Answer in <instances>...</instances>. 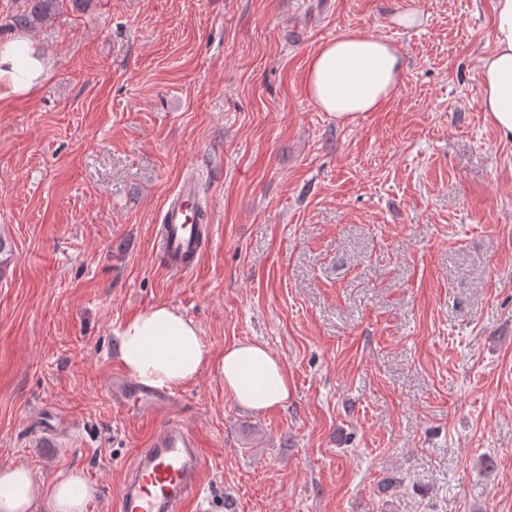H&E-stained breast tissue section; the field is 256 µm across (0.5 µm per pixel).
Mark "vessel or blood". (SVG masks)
Returning <instances> with one entry per match:
<instances>
[{
  "label": "vessel or blood",
  "instance_id": "obj_1",
  "mask_svg": "<svg viewBox=\"0 0 512 512\" xmlns=\"http://www.w3.org/2000/svg\"><path fill=\"white\" fill-rule=\"evenodd\" d=\"M198 196L194 180L185 179L168 203L161 246L166 269L175 275L191 272L201 251L190 203ZM110 394L132 408L164 415L165 421L144 447L136 449L126 467L117 512H199L205 463L198 437L184 420L168 416L172 398L143 390L133 380L117 377Z\"/></svg>",
  "mask_w": 512,
  "mask_h": 512
}]
</instances>
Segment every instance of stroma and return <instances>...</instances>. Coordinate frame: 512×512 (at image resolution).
<instances>
[{
	"label": "stroma",
	"instance_id": "1",
	"mask_svg": "<svg viewBox=\"0 0 512 512\" xmlns=\"http://www.w3.org/2000/svg\"><path fill=\"white\" fill-rule=\"evenodd\" d=\"M423 17L404 30V8ZM403 55L341 124L305 91L344 32ZM492 0H87L24 36L45 72L0 98V466L80 473L115 512L158 429L110 398L114 331L156 304L210 360L176 389L206 512H512V142L481 107ZM194 176L196 269L158 247ZM258 342L287 402L237 404L215 361ZM62 423L45 446L43 422Z\"/></svg>",
	"mask_w": 512,
	"mask_h": 512
}]
</instances>
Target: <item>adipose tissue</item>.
Masks as SVG:
<instances>
[{
  "instance_id": "ef3b65f1",
  "label": "adipose tissue",
  "mask_w": 512,
  "mask_h": 512,
  "mask_svg": "<svg viewBox=\"0 0 512 512\" xmlns=\"http://www.w3.org/2000/svg\"><path fill=\"white\" fill-rule=\"evenodd\" d=\"M493 49L481 60V107L500 139L512 141V0H494ZM20 42L0 46V92L30 89L44 73L41 60L22 54ZM403 57L389 41L344 32L321 45L305 78L309 99L348 124L377 111L402 83ZM119 360L141 384L177 389L208 362L196 324L176 309L155 305L118 327ZM218 373L237 403L264 411L287 402L288 376L269 350L254 342L224 349ZM91 490L78 473L49 484L24 464L0 467V512H85Z\"/></svg>"
}]
</instances>
